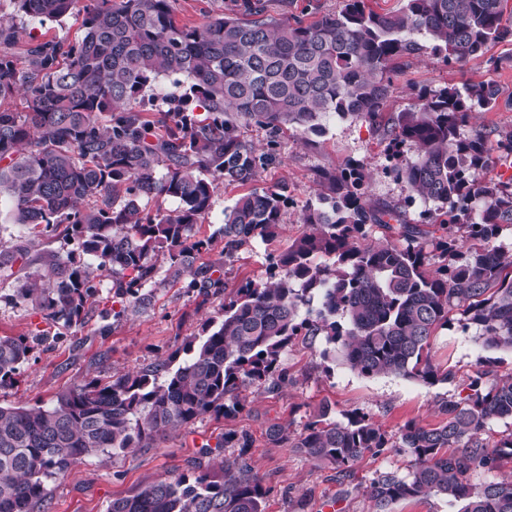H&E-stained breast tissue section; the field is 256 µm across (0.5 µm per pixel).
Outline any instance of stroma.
Wrapping results in <instances>:
<instances>
[{
    "label": "stroma",
    "mask_w": 512,
    "mask_h": 512,
    "mask_svg": "<svg viewBox=\"0 0 512 512\" xmlns=\"http://www.w3.org/2000/svg\"><path fill=\"white\" fill-rule=\"evenodd\" d=\"M266 2L272 16H300L308 21L339 12L343 6V0ZM478 81L495 83L501 95L492 110L474 117V124L512 130V42L492 44L484 58L463 64L445 63L429 50L407 58L404 73L393 82L385 110L397 113L412 107L422 87L460 89ZM321 126L318 135L283 127L274 149L275 161L254 182L260 189L287 185L293 199L275 240L253 241L234 258H225L220 234L224 211L243 189L217 186L212 208L203 223L195 225L194 235L210 240L209 250L200 253L197 261L217 269L226 291L247 280L266 279L270 255L286 249L302 233L301 209L316 202L320 172L336 169L346 161H364L373 171L368 188L372 204L401 207L412 224L431 222L434 204L420 200L406 204L403 185L385 175L390 161L381 127L333 115L322 117ZM166 268V258L158 257V281L145 285L153 293L152 306L137 314L128 312L127 299L114 294L110 274L97 277L84 324L71 328L49 324L40 311L12 301L14 282L0 277V336H46L21 367L14 385L0 388V404L49 407L60 394L81 382L108 381L152 367L181 350L206 318L221 316L223 294L206 297L182 284L166 283ZM326 347L321 335L293 341L283 356L288 386L274 391L254 386L243 390L242 407L232 417L205 415L170 433L157 447L140 448L126 456L86 458L66 476L48 480L47 497L35 512H106L112 500L131 496L158 480L206 468L220 455L234 457L235 449L216 447L228 429L252 438L249 457L268 490L264 512H372L368 486L384 471L408 473L413 458L407 451L392 449L366 455L349 476L342 477L298 449L273 444L269 428L283 425L291 434H300L318 407L326 403L338 416L354 410L365 413L395 438L407 421L438 423L440 405L465 396L483 362H490L494 375L512 373L511 352L485 350L476 329H462L456 322L438 330L431 340L434 361L453 374L451 380L434 385L394 375L361 376L340 360L324 357Z\"/></svg>",
    "instance_id": "stroma-1"
}]
</instances>
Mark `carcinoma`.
I'll use <instances>...</instances> for the list:
<instances>
[{
    "label": "carcinoma",
    "mask_w": 512,
    "mask_h": 512,
    "mask_svg": "<svg viewBox=\"0 0 512 512\" xmlns=\"http://www.w3.org/2000/svg\"><path fill=\"white\" fill-rule=\"evenodd\" d=\"M11 2L20 17L81 18L76 42L27 39L13 18L0 19V203L9 204V223L76 242L64 257H31L22 237L0 238V273L11 277L24 261L32 271L17 280L12 299L68 326L85 319L95 271L132 297L130 311L150 308L153 295L140 288L160 254L168 282L188 277V288L224 292L213 268L195 266L210 241H193L190 232L208 214L218 182L245 186L274 161L244 138L242 124L273 136L284 124L318 134L327 114L373 124L401 61L426 49L420 39L449 63L512 41L503 0H404L385 13L343 0L338 13L310 23L276 20L263 0H233V9L194 26L177 21L171 0ZM173 75L191 80L204 116L146 117L156 81ZM498 95L484 81L423 92L384 122L394 160L385 174L403 184L407 203L436 204L445 216L439 223L409 224L399 208L372 205L371 172L361 163L324 171L319 205L301 213L306 229L272 258L264 281L224 298L222 316L184 343L177 367L167 359L79 384L51 407L0 405V512H35L46 480L89 456L153 448L206 414L237 413L250 386L288 383L281 358L299 336L341 343L344 361L362 376L427 384L452 377L434 363L430 342L454 314L479 330L486 349L512 351V257L495 245L501 226L512 225V177L481 179L492 155L512 156V131L461 132L475 108L493 107ZM408 144L416 157L404 162ZM165 199L177 207L141 216L142 206ZM289 202L285 185L239 195L224 212L225 258L255 239L274 240ZM371 224L399 243L368 240ZM320 254L334 258L332 268L316 263ZM316 297V319L299 318ZM33 349L26 336H0V388L15 382ZM469 390L441 405L438 425L406 423L395 444L366 415L338 420L327 404L299 436L283 427L268 435L345 474L367 453L408 450L415 463L407 474L383 472L367 487L374 512L431 495L462 503L461 512H512V472L470 481L476 469L498 474L512 464V430L483 438L490 422L512 420V374L487 389L476 379ZM251 446L248 434L229 429L216 447L238 453L218 469L157 481L107 512H264L267 489L249 462Z\"/></svg>",
    "instance_id": "cac0c4a2"
}]
</instances>
